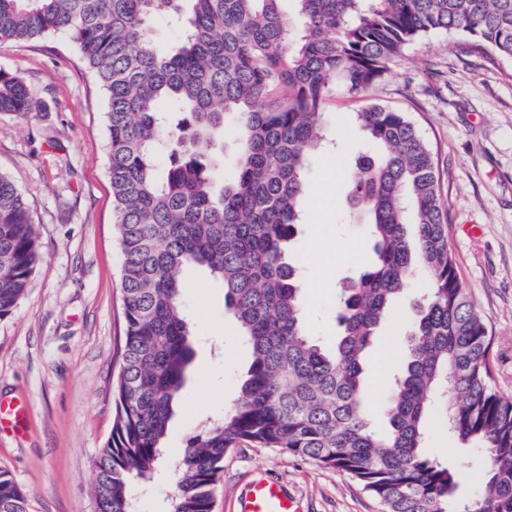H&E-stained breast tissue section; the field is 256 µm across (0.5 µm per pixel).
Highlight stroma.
<instances>
[{"instance_id": "35a3bbf8", "label": "stroma", "mask_w": 512, "mask_h": 512, "mask_svg": "<svg viewBox=\"0 0 512 512\" xmlns=\"http://www.w3.org/2000/svg\"><path fill=\"white\" fill-rule=\"evenodd\" d=\"M467 42L446 33L419 40L365 92L327 98L333 146L309 174L292 257L310 331L331 342L336 294L370 256L365 226L349 221L356 114L367 103L407 112L434 153L458 276L492 330L496 388L512 397V66L470 53ZM0 70L23 78L37 105L24 118L0 114V171L27 199L43 252L29 293L0 320V397L26 406L21 433L0 432V465L25 492L29 512H97L93 467L112 432L124 336L105 103L63 33L0 44ZM185 279L196 355L164 459L150 482L131 485L135 512H162L186 439L237 402L249 360L223 287L198 271ZM412 317L401 300L377 333L363 396L380 423ZM259 474L284 485L304 512H379L346 474L249 446L225 457L213 512H238L241 491Z\"/></svg>"}]
</instances>
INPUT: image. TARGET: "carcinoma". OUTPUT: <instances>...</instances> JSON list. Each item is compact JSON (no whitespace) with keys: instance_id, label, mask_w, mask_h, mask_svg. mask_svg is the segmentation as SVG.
<instances>
[{"instance_id":"1","label":"carcinoma","mask_w":512,"mask_h":512,"mask_svg":"<svg viewBox=\"0 0 512 512\" xmlns=\"http://www.w3.org/2000/svg\"><path fill=\"white\" fill-rule=\"evenodd\" d=\"M279 2L0 0V44L68 34L105 101L124 336L112 433L94 464L98 512H132L130 482L159 466L194 357L187 268L222 285L250 360L234 408L187 439L167 512H212L224 458L242 445L341 471L382 512H512V398L495 387L487 322L448 248L435 159L406 113H358L351 198L372 260L337 295L331 351L308 330L290 260L307 176L329 146L325 98L367 89L405 45L435 33H463L473 50L512 62V0H295L294 19ZM157 19L178 28L168 49L156 44ZM34 111L24 80L0 71V113ZM228 129L237 157L223 180ZM41 261L31 209L1 172L0 319ZM419 277L380 426L361 396L368 353ZM435 421L480 454L472 498L457 496L455 449L427 454ZM0 512H27L3 467Z\"/></svg>"}]
</instances>
